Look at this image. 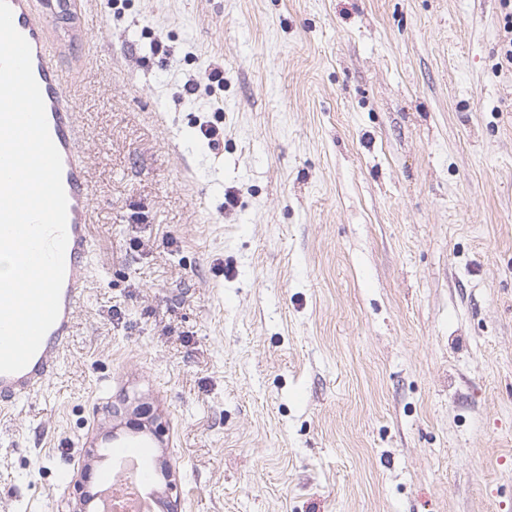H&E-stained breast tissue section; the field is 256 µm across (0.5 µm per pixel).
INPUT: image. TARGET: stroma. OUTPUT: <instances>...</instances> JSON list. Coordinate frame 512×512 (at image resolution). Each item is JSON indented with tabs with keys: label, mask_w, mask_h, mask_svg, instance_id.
Wrapping results in <instances>:
<instances>
[{
	"label": "stroma",
	"mask_w": 512,
	"mask_h": 512,
	"mask_svg": "<svg viewBox=\"0 0 512 512\" xmlns=\"http://www.w3.org/2000/svg\"><path fill=\"white\" fill-rule=\"evenodd\" d=\"M71 7L88 290L0 412V512H72L140 405L179 512H512L501 0Z\"/></svg>",
	"instance_id": "1"
}]
</instances>
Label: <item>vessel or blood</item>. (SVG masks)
I'll return each instance as SVG.
<instances>
[{
    "mask_svg": "<svg viewBox=\"0 0 512 512\" xmlns=\"http://www.w3.org/2000/svg\"><path fill=\"white\" fill-rule=\"evenodd\" d=\"M16 29L31 47L32 69L45 104L50 136L60 152L67 198V246L60 309L55 323L25 368L0 373V410L38 391L54 377L85 300L89 258L91 197L85 159L77 147L74 104L63 86L59 47L49 36L52 22L70 15V0H8Z\"/></svg>",
    "mask_w": 512,
    "mask_h": 512,
    "instance_id": "obj_1",
    "label": "vessel or blood"
}]
</instances>
